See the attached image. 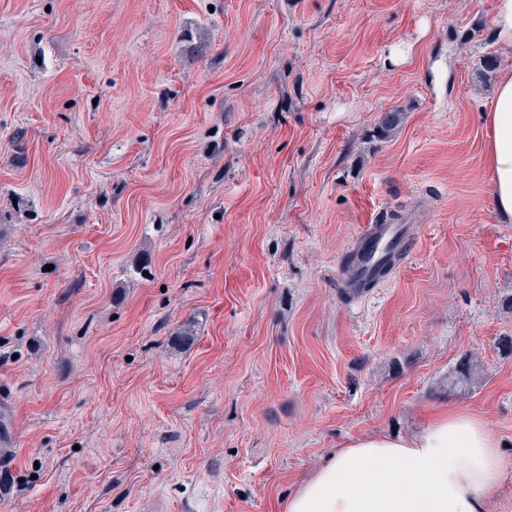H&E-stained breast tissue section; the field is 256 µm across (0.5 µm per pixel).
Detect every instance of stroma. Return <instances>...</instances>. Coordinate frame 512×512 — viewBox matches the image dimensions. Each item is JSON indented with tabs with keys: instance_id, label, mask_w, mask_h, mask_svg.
<instances>
[{
	"instance_id": "obj_1",
	"label": "stroma",
	"mask_w": 512,
	"mask_h": 512,
	"mask_svg": "<svg viewBox=\"0 0 512 512\" xmlns=\"http://www.w3.org/2000/svg\"><path fill=\"white\" fill-rule=\"evenodd\" d=\"M494 12L0 0V512H276L442 405L512 457ZM394 218L409 245L356 297L345 258Z\"/></svg>"
}]
</instances>
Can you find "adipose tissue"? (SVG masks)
<instances>
[{"label":"adipose tissue","mask_w":512,"mask_h":512,"mask_svg":"<svg viewBox=\"0 0 512 512\" xmlns=\"http://www.w3.org/2000/svg\"><path fill=\"white\" fill-rule=\"evenodd\" d=\"M485 163L495 211L512 223V68L487 108ZM512 469L484 420L440 409L415 434L349 440L288 496L282 512H487Z\"/></svg>","instance_id":"obj_1"}]
</instances>
